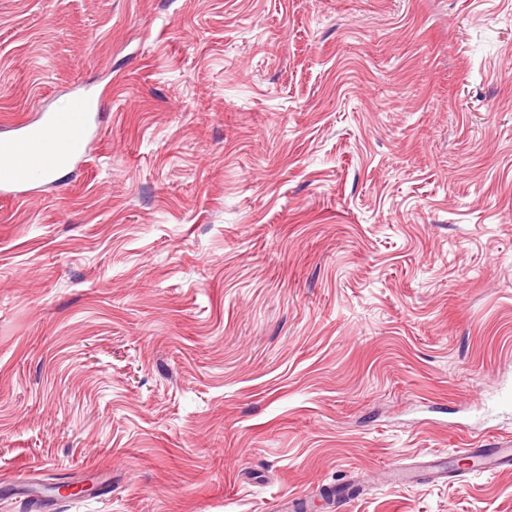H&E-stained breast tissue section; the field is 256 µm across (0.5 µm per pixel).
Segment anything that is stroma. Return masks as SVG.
<instances>
[{
  "instance_id": "stroma-1",
  "label": "stroma",
  "mask_w": 512,
  "mask_h": 512,
  "mask_svg": "<svg viewBox=\"0 0 512 512\" xmlns=\"http://www.w3.org/2000/svg\"><path fill=\"white\" fill-rule=\"evenodd\" d=\"M0 512H512V0H0ZM62 484L84 493L58 497ZM98 102L86 93L72 96L64 112H42L33 122L22 123L12 130L14 135L0 136V193L19 196L18 189L32 185H48L50 170L58 165L77 169L87 158L98 121ZM27 143L36 167L29 168L26 145L18 143L12 157V144ZM12 157V161H11ZM17 169H28L19 172ZM512 441L505 443H483L474 448H468L473 460L474 470L479 472H496L501 468L512 466Z\"/></svg>"
}]
</instances>
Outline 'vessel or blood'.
Masks as SVG:
<instances>
[{"label": "vessel or blood", "mask_w": 512, "mask_h": 512, "mask_svg": "<svg viewBox=\"0 0 512 512\" xmlns=\"http://www.w3.org/2000/svg\"><path fill=\"white\" fill-rule=\"evenodd\" d=\"M98 121V103L86 93L72 96L63 112H44L33 122L17 125L15 134L0 136V193L18 195L20 188L46 185L56 165L78 168L87 158ZM26 142L36 166L19 172L11 161V147ZM476 471L492 473L512 465V444L483 443L469 451Z\"/></svg>", "instance_id": "vessel-or-blood-1"}]
</instances>
